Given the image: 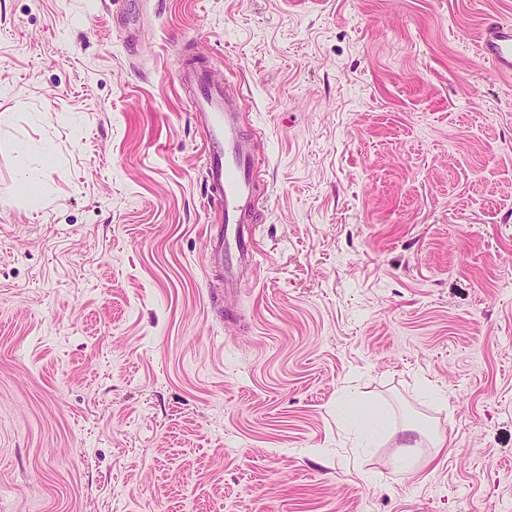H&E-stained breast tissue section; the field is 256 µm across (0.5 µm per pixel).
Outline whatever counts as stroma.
Returning <instances> with one entry per match:
<instances>
[{
	"instance_id": "1",
	"label": "stroma",
	"mask_w": 512,
	"mask_h": 512,
	"mask_svg": "<svg viewBox=\"0 0 512 512\" xmlns=\"http://www.w3.org/2000/svg\"><path fill=\"white\" fill-rule=\"evenodd\" d=\"M112 9L0 0L10 512H512V0ZM185 56L261 131L231 317ZM480 56L501 76H512V23H487L479 38Z\"/></svg>"
}]
</instances>
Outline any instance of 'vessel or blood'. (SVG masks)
Returning <instances> with one entry per match:
<instances>
[{"instance_id":"1","label":"vessel or blood","mask_w":512,"mask_h":512,"mask_svg":"<svg viewBox=\"0 0 512 512\" xmlns=\"http://www.w3.org/2000/svg\"><path fill=\"white\" fill-rule=\"evenodd\" d=\"M478 50L498 75L511 77L512 23H487ZM177 81L188 90L193 117L204 130V203L211 214L209 260L221 271L224 296L230 299L260 266L255 227L261 205V171L254 155L257 133L245 125V96L230 93L228 82L208 67L181 62Z\"/></svg>"}]
</instances>
